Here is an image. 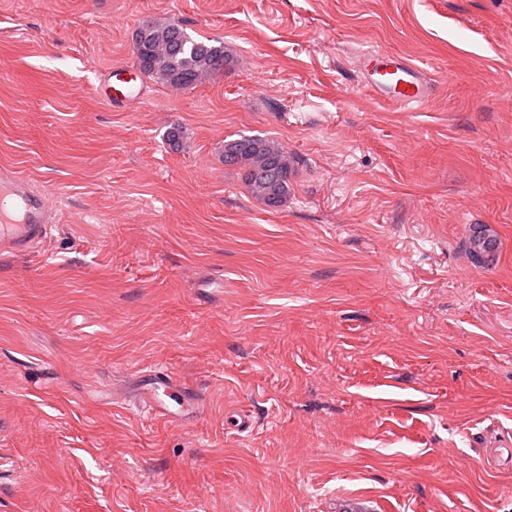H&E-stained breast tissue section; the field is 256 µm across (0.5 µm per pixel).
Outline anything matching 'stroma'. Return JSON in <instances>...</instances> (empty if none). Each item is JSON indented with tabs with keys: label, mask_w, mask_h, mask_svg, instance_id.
<instances>
[{
	"label": "stroma",
	"mask_w": 512,
	"mask_h": 512,
	"mask_svg": "<svg viewBox=\"0 0 512 512\" xmlns=\"http://www.w3.org/2000/svg\"><path fill=\"white\" fill-rule=\"evenodd\" d=\"M148 17L233 61L107 107ZM367 50L427 105L375 99ZM0 64V167L59 217L0 255V512H512V0H0ZM241 134L294 156L284 207ZM156 366L200 409L120 407ZM363 87L378 100L400 108H421L430 97L422 71L397 56L367 51L354 58ZM224 164L242 172L248 192L264 206L278 209L288 201L294 160L273 141L252 135L226 140ZM466 247L473 262L483 266L494 264L499 256L497 238L490 233L487 225L476 224L472 227Z\"/></svg>",
	"instance_id": "35a3bbf8"
}]
</instances>
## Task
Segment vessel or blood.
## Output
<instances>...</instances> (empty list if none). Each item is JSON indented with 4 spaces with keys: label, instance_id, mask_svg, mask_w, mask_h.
I'll return each mask as SVG.
<instances>
[{
    "label": "vessel or blood",
    "instance_id": "obj_1",
    "mask_svg": "<svg viewBox=\"0 0 512 512\" xmlns=\"http://www.w3.org/2000/svg\"><path fill=\"white\" fill-rule=\"evenodd\" d=\"M363 87L378 100L400 108H421L430 97L422 71L397 56L367 51L354 59ZM144 87L142 72L130 65L106 68L99 84L100 99L120 106L137 98ZM56 221L47 193L34 189L19 172L0 170V250L25 255L47 236ZM147 417L166 420L175 410L197 408L189 386L165 371L144 376L134 398Z\"/></svg>",
    "mask_w": 512,
    "mask_h": 512
}]
</instances>
